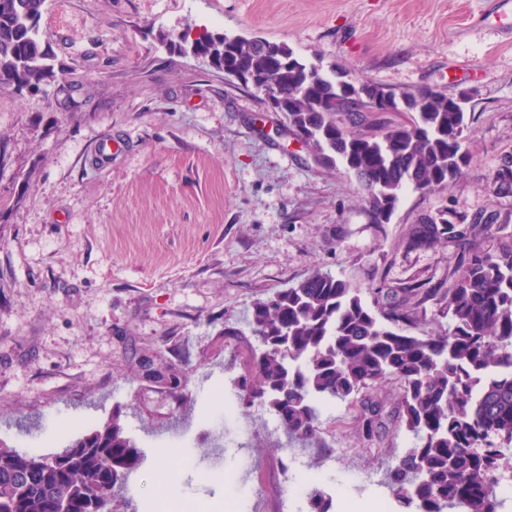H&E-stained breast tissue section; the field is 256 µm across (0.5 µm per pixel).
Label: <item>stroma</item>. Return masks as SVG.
Here are the masks:
<instances>
[{
  "mask_svg": "<svg viewBox=\"0 0 512 512\" xmlns=\"http://www.w3.org/2000/svg\"><path fill=\"white\" fill-rule=\"evenodd\" d=\"M189 28L284 43L399 90L471 93L467 174L405 191L373 223L356 180L281 135L263 93L178 53ZM39 37L54 77L0 91V441L56 453L118 410L144 452L133 512H159L171 442L197 512L230 492L241 512H308L288 499L305 476L330 512H392L382 471L413 441L399 380L370 393L388 414L379 437L359 406L327 402L329 454H294L267 408L237 407L249 310L315 271L364 289L447 281L452 246L406 248L429 215L492 217L489 247L512 234L494 178L512 166V0H46ZM148 360L186 375L180 395L146 378ZM187 403L193 418L176 424Z\"/></svg>",
  "mask_w": 512,
  "mask_h": 512,
  "instance_id": "stroma-1",
  "label": "stroma"
}]
</instances>
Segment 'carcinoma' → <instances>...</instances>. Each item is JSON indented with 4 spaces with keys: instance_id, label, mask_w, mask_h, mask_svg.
Segmentation results:
<instances>
[{
    "instance_id": "carcinoma-1",
    "label": "carcinoma",
    "mask_w": 512,
    "mask_h": 512,
    "mask_svg": "<svg viewBox=\"0 0 512 512\" xmlns=\"http://www.w3.org/2000/svg\"><path fill=\"white\" fill-rule=\"evenodd\" d=\"M45 0H0V89L36 87L52 76L36 18ZM188 52L234 70L281 97L274 108L326 165H342L364 191L377 224L389 221L406 190H445L471 163L465 147V95L433 89L395 92L349 78L346 68L324 75L290 48L261 37L204 35ZM364 100L378 112H403L405 122L367 124L360 112L336 110ZM452 243L458 259L450 287L411 280L374 302L349 280L315 271L253 305L251 333L260 343L237 380L241 412L262 405L289 444L321 448L323 402L359 403L368 440L384 423L383 406L367 392L401 382L398 418L414 441L388 464L383 480L401 512H499L488 487L512 472V243L484 250L477 226L457 230L426 217L407 242L412 251ZM448 318V330L415 336L403 325ZM54 466L48 455L22 453L0 441V512H128L127 476L144 461L121 423V411L71 445Z\"/></svg>"
}]
</instances>
